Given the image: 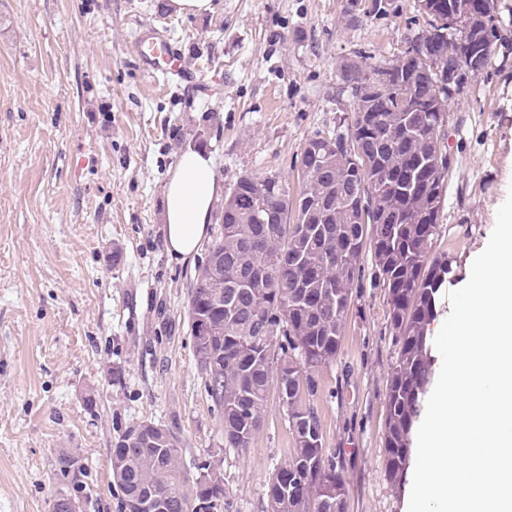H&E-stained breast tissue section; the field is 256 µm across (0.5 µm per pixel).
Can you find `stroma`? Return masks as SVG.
Returning <instances> with one entry per match:
<instances>
[{
	"mask_svg": "<svg viewBox=\"0 0 512 512\" xmlns=\"http://www.w3.org/2000/svg\"><path fill=\"white\" fill-rule=\"evenodd\" d=\"M0 0V512H50L58 454L77 451L88 512H120L111 448L151 421L180 438L185 469L215 464L233 512H263L293 448L269 395L247 451L224 445L222 413L198 368L188 302L206 259L167 256L161 212L182 152L214 158L222 186L276 173L301 187L304 143L344 133L343 63L395 61L426 16L414 0ZM165 29L191 83L139 62L140 29ZM482 75L445 130L448 189L436 250L458 289L512 192V0H498ZM352 286L340 351L312 371L324 446L348 486L346 512H407L410 484L384 476L387 381L396 346L371 254Z\"/></svg>",
	"mask_w": 512,
	"mask_h": 512,
	"instance_id": "35a3bbf8",
	"label": "stroma"
}]
</instances>
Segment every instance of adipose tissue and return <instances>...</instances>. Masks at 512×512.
<instances>
[{
  "label": "adipose tissue",
  "mask_w": 512,
  "mask_h": 512,
  "mask_svg": "<svg viewBox=\"0 0 512 512\" xmlns=\"http://www.w3.org/2000/svg\"><path fill=\"white\" fill-rule=\"evenodd\" d=\"M221 192L211 155L186 151L164 189V245L170 260L182 263L198 254Z\"/></svg>",
  "instance_id": "ef3b65f1"
}]
</instances>
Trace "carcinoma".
<instances>
[{"label": "carcinoma", "mask_w": 512, "mask_h": 512, "mask_svg": "<svg viewBox=\"0 0 512 512\" xmlns=\"http://www.w3.org/2000/svg\"><path fill=\"white\" fill-rule=\"evenodd\" d=\"M415 6L431 17L430 28L408 39L391 64L361 60L387 84L347 78L359 119L344 134L306 141L299 193L277 174L236 177L188 305L197 363L224 415V445L244 451L263 425L277 370L307 372L336 360L352 285L370 251L388 290L386 324L397 345L385 405V475L393 486L407 474L433 374L429 326L452 273L448 256L434 254L450 166L443 127L455 96L483 72L465 56L472 47L489 51L497 8L496 0ZM288 427L294 448L267 486L265 512H301L311 498L324 500L322 512H346L347 482L319 442L314 407L296 399ZM179 444L173 431L140 424L119 435L111 469L119 502L170 498L173 512H182L190 480ZM209 468L198 466L194 494L212 512H230ZM83 469L74 454L57 458L56 475L72 496L82 494Z\"/></svg>", "instance_id": "carcinoma-1"}]
</instances>
